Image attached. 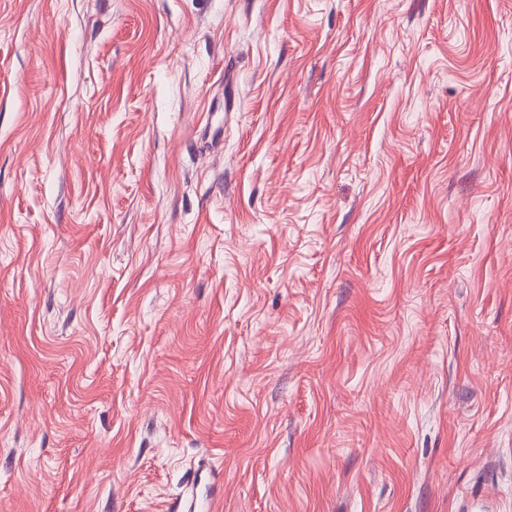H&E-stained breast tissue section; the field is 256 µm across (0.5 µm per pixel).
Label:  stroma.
<instances>
[{
	"label": "stroma",
	"instance_id": "stroma-1",
	"mask_svg": "<svg viewBox=\"0 0 512 512\" xmlns=\"http://www.w3.org/2000/svg\"><path fill=\"white\" fill-rule=\"evenodd\" d=\"M512 512V0H0V512Z\"/></svg>",
	"mask_w": 512,
	"mask_h": 512
}]
</instances>
